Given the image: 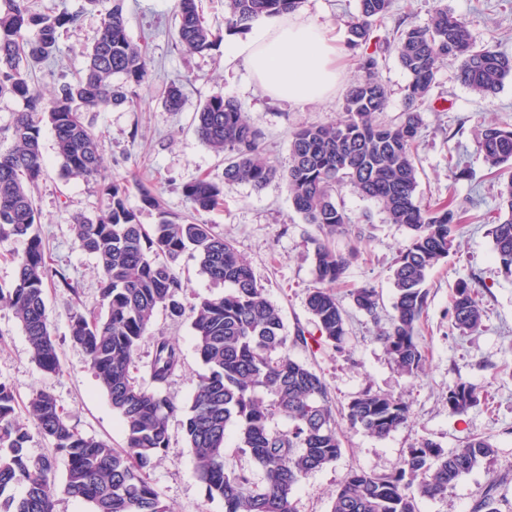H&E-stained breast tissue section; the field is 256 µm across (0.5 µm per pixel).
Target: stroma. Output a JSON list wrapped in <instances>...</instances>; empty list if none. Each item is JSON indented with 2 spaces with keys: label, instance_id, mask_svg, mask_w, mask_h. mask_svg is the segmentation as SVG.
<instances>
[{
  "label": "stroma",
  "instance_id": "35a3bbf8",
  "mask_svg": "<svg viewBox=\"0 0 512 512\" xmlns=\"http://www.w3.org/2000/svg\"><path fill=\"white\" fill-rule=\"evenodd\" d=\"M440 2L468 20L476 46H493L512 55V0H394L391 12L375 28L374 38L389 36L400 27L426 25ZM57 5L79 13L80 22L76 31L61 35L55 62L31 72L33 87L45 95L83 70L85 54L100 25L99 15L87 10L85 0H36L40 11ZM123 8L130 38L148 46L151 75L139 91L137 105L86 113L101 142L99 177L62 176L53 131L49 124L41 126L46 166L32 190L40 213L38 230L49 266L70 280L66 286L48 285L46 293L50 331L61 360L59 373H45L36 365L13 311L0 306V381L23 402L36 390L51 391L82 433L116 448L125 444L121 418L99 388L84 352L69 338L71 313L93 311L101 303L96 261L76 242L73 215H97L103 206L100 187L113 179L149 182L170 212L191 214L192 205L183 194L185 185L205 174L217 181L224 176L223 155L205 146L195 132V113L207 99L235 98L261 131L266 154L284 166L292 132L343 120L345 90L363 76L351 53L334 94L300 105L276 102L252 82L244 64L225 65L223 46L190 53L177 43L175 0H123ZM358 8L359 0H305L299 13L330 24L343 37L347 21ZM377 59V74L388 89V106L381 115L386 121L405 109L410 76L393 51H379ZM458 69V61L452 59L439 63L421 107L424 125L416 146L422 201L443 202L452 197L467 209L453 250L426 282L422 371L414 376L401 373L378 340L376 324L347 298L349 289L368 284L379 292L383 308H390L394 293L390 267L410 237L404 226L387 222L378 202L349 186L340 190L338 199L352 222L364 227L365 235L335 240L338 250L358 253L337 286L348 309V334L339 350L313 343L288 346L292 358L323 378L336 409L346 408L352 398L369 389L401 397L409 406L410 422L383 438L358 427H344L341 457L301 479L295 494L297 512H330L332 497L350 469L390 473L422 440L452 449L471 435L490 438L495 456L464 475L444 497L419 501L420 512H469L488 493L493 494L499 512H512V279L500 273L487 234L499 206L502 179L488 168L477 138L484 122L512 124V78L495 93L481 96L460 82ZM172 83L183 91V105L176 112L169 111L162 100L163 89ZM456 161L469 171L468 177L457 181L450 173ZM205 219L250 264L266 297L279 308L285 333L294 335L299 328L315 332L306 300L316 285L313 239L317 232L294 212L285 187L278 182L260 191L247 184L225 186L222 206ZM177 270L188 285L181 299L185 312L175 316L158 309L139 345L132 374L146 379L153 339L167 337L178 347L181 364L162 392L185 408L206 372L195 348L188 310L198 298L221 295L225 288L201 273L192 253L181 256ZM461 279L481 294L486 310L481 326L473 331L455 329L448 315V296ZM459 381L474 384L480 392L479 403L461 418L449 415L447 403L449 386ZM150 478L170 512H224L222 501L207 499L179 422L171 423L169 445L155 460Z\"/></svg>",
  "mask_w": 512,
  "mask_h": 512
}]
</instances>
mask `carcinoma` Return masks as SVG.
<instances>
[{"label":"carcinoma","instance_id":"cac0c4a2","mask_svg":"<svg viewBox=\"0 0 512 512\" xmlns=\"http://www.w3.org/2000/svg\"><path fill=\"white\" fill-rule=\"evenodd\" d=\"M123 0H86L99 13L100 29L82 72L61 83L46 100L29 82V69L56 56L62 33L78 28L79 15L33 11L30 0H0V97L23 102L13 113L12 146L0 152V239L22 244L15 256L17 277L0 288V305L9 307L24 331L34 362L48 374L61 369L46 313L49 279L43 240L36 230L39 213L31 189L44 174L39 116L51 124L65 173L92 178L101 171L99 140L84 113L100 107L135 104L146 84L147 46L132 41L123 15ZM301 0H224V29L245 30L260 15L296 11ZM393 0H360L359 12L347 22L349 49L369 45L377 22ZM176 35L190 52L212 49L222 39L200 14L197 0H177ZM410 75L407 106L394 122L378 115L388 103L386 87L376 74L373 52L358 56L364 76L344 95L346 120L293 132L288 165L264 153L260 132L238 102L213 96L195 113V131L211 150L224 154V178L187 184L183 193L198 213L223 201L224 185L246 183L260 191L277 180L288 192L294 211L313 225L319 237L314 263L317 286L307 308L318 331L317 342L340 348L347 335L348 314L335 288L354 258L331 241L354 233L350 218L336 202L343 185L379 202L391 224L410 231L409 244L392 267V313L379 339L394 364L413 376L422 370L419 341L428 304L424 288L429 273L450 254L461 230L463 206L453 199L421 204L417 200L415 143L423 124L419 104L434 83L437 63L460 60L458 78L476 94L495 92L512 77V56L493 47H476L469 22L446 7H437L426 26H412L384 39ZM171 111L180 110L183 92L176 84L164 91ZM479 146L493 168H512V126L491 123L479 130ZM141 203L158 211L159 222L147 229L129 205L130 187ZM112 180L101 186L105 207L93 216L73 218L81 249L100 270L104 312L87 316L74 311L69 336L81 348L112 409L121 417L126 446L120 449L81 433L46 389L33 393L25 406L34 428L19 421L12 389L0 382V512H56L57 497L93 505V512H169L148 480L154 459L169 443L170 423L181 417L196 474L207 498L224 502V512H296L294 496L308 473L337 461L343 441L328 388L315 371L288 355V336L279 310L267 299L252 268L235 246L211 225L170 215L153 187ZM504 214L489 235L500 271L512 277V175L500 192ZM213 282L229 286L221 296L201 299L191 309L196 350L207 367L191 403L183 409L160 391L181 362L178 348L164 336L154 340L151 386L130 373L139 342L163 306L182 313L186 284L175 264L187 248ZM355 308L379 321L380 295L364 285L350 291ZM448 314L460 331L479 327L485 307L465 280L449 296ZM479 401L477 387L458 382L448 388V412L465 416ZM282 417L288 430L272 426ZM348 423L375 437L406 425L409 410L393 395L360 393L343 413ZM236 427L237 452L246 458L226 465V430ZM50 442L53 455L27 453L34 436ZM496 453L489 439L467 438L447 450L432 440L410 449L402 467L390 474L349 470L336 490L330 512H417V500L443 497L459 480ZM66 461L62 483L55 475L56 456Z\"/></svg>","mask_w":512,"mask_h":512}]
</instances>
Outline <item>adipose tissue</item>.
I'll list each match as a JSON object with an SVG mask.
<instances>
[{"label":"adipose tissue","instance_id":"1","mask_svg":"<svg viewBox=\"0 0 512 512\" xmlns=\"http://www.w3.org/2000/svg\"><path fill=\"white\" fill-rule=\"evenodd\" d=\"M344 57L334 28L296 14L259 18L245 36L224 39L226 63H244L268 96L293 104L331 95Z\"/></svg>","mask_w":512,"mask_h":512}]
</instances>
